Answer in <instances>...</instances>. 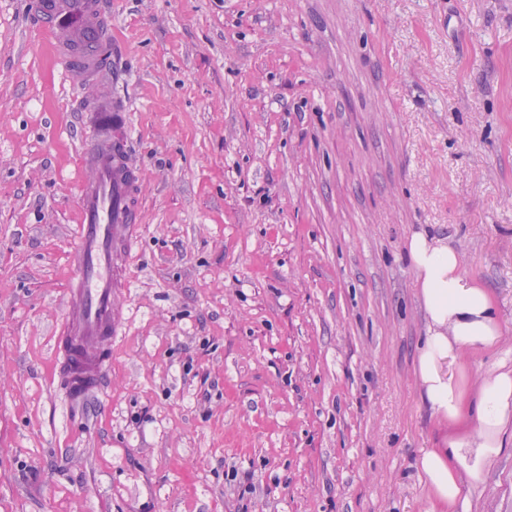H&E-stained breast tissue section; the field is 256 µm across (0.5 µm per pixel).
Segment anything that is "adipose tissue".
<instances>
[{
	"mask_svg": "<svg viewBox=\"0 0 512 512\" xmlns=\"http://www.w3.org/2000/svg\"><path fill=\"white\" fill-rule=\"evenodd\" d=\"M416 272L426 336L414 367L424 403L449 424L471 419L470 431L439 448H424L415 462L429 512H460L483 480L486 462L512 446V365L502 362L474 385L455 363L499 347L505 335L489 288L468 275L447 238L424 231L405 241Z\"/></svg>",
	"mask_w": 512,
	"mask_h": 512,
	"instance_id": "ef3b65f1",
	"label": "adipose tissue"
}]
</instances>
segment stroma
<instances>
[{
    "label": "stroma",
    "instance_id": "obj_1",
    "mask_svg": "<svg viewBox=\"0 0 512 512\" xmlns=\"http://www.w3.org/2000/svg\"><path fill=\"white\" fill-rule=\"evenodd\" d=\"M0 0V512H428L407 236L458 249L512 363V0H112L142 229L104 408L51 378L72 93ZM469 512H512V450Z\"/></svg>",
    "mask_w": 512,
    "mask_h": 512
}]
</instances>
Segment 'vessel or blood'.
<instances>
[{
	"label": "vessel or blood",
	"mask_w": 512,
	"mask_h": 512,
	"mask_svg": "<svg viewBox=\"0 0 512 512\" xmlns=\"http://www.w3.org/2000/svg\"><path fill=\"white\" fill-rule=\"evenodd\" d=\"M36 21L76 91L87 175L77 188L72 274L54 336V370L76 403L107 390L112 343L127 320L130 254L137 242L141 173L130 156L126 103L112 93L122 71L112 51V0H39Z\"/></svg>",
	"instance_id": "b4317fda"
}]
</instances>
